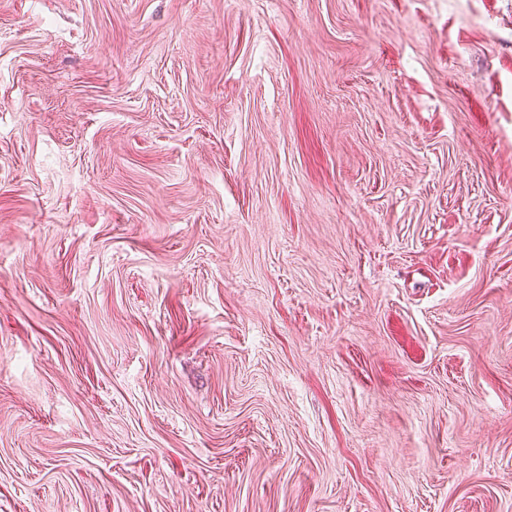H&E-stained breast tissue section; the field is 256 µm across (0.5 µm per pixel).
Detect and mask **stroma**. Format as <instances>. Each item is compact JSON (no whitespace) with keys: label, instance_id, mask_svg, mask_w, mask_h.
I'll return each mask as SVG.
<instances>
[{"label":"stroma","instance_id":"35a3bbf8","mask_svg":"<svg viewBox=\"0 0 512 512\" xmlns=\"http://www.w3.org/2000/svg\"><path fill=\"white\" fill-rule=\"evenodd\" d=\"M0 512H512V0H0Z\"/></svg>","mask_w":512,"mask_h":512}]
</instances>
